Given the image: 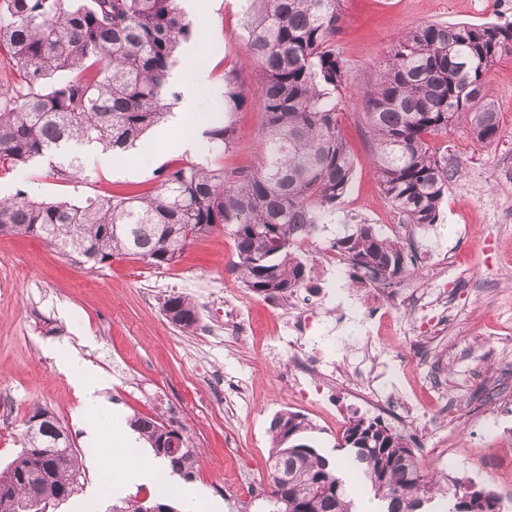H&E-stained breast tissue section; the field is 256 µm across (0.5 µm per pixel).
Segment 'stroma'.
<instances>
[{"instance_id":"1","label":"stroma","mask_w":512,"mask_h":512,"mask_svg":"<svg viewBox=\"0 0 512 512\" xmlns=\"http://www.w3.org/2000/svg\"><path fill=\"white\" fill-rule=\"evenodd\" d=\"M200 4L207 9L204 26L180 52L207 70L215 92L211 111L224 104V74L230 70L247 100L233 114L232 144L204 162L248 171L258 162L265 126L259 73L242 58L246 3L179 0L188 16ZM342 12L336 50L347 82L338 119L356 166L347 194L327 219L340 238L363 224L404 221L370 164L364 103L397 37L426 23H509L512 0H343ZM487 80L500 112L497 139L478 144L462 126L434 137L433 150L454 172L439 219L394 235L399 244L412 238L418 245L419 261L404 265L400 276L416 279L422 292L432 289L435 257L456 256L445 271L459 284L448 296L447 324L419 339L417 319L406 315L400 329L370 339L361 313L347 304L340 322L324 320L318 342L344 370L410 406L412 423L402 433L412 437L429 470L461 487L497 493L505 512H512V58L497 62ZM147 144L109 163L102 153H87L75 183L50 178L43 165L23 179L35 196L81 199L156 187L167 169L189 159L169 126L152 130ZM23 179L1 171L0 196H12ZM235 259L227 227L190 240L178 262L160 268L115 258L86 269L40 239L0 235V398H7L10 409L0 423V468L16 457L25 421L42 407L66 427L86 472L78 491L48 512H108L112 504V465L102 449L85 441L80 399L55 365V355L73 350L111 376L106 398L123 419L144 415L187 428L198 457L192 484L217 512H264L265 494L246 497L238 479L247 467L256 482L269 484V428L282 410L311 422L306 443L345 460L337 447L343 429L351 419L370 417V410L342 383L322 407L296 398L280 361L265 353L276 341L271 302L231 278ZM174 293L195 300V331L181 332L166 319L162 305ZM490 296L497 299L491 308L484 304ZM234 313L249 319L250 335L225 333ZM95 473L102 485L96 494Z\"/></svg>"}]
</instances>
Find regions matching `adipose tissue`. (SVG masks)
Instances as JSON below:
<instances>
[{
	"label": "adipose tissue",
	"instance_id": "obj_1",
	"mask_svg": "<svg viewBox=\"0 0 512 512\" xmlns=\"http://www.w3.org/2000/svg\"><path fill=\"white\" fill-rule=\"evenodd\" d=\"M206 84L207 74L205 71L199 70L195 73L194 84L187 87V95L193 99L194 104L190 112L180 119L184 126L178 140V146L181 150L195 152L202 147L196 131L198 128L207 125L209 114L200 104L196 103L195 98L198 88L206 86ZM58 368L61 372L73 378L76 390L81 397V413L87 421L85 434L87 442L96 448L112 450L114 456L118 458L112 470L111 487L113 490L120 491L135 483L169 478L170 470L162 459L147 454H137L129 458L123 457V450L133 447L136 443V435L133 431H124L120 438L116 439L113 438L109 430L97 425V417L109 408L104 396L105 390L111 385V379L108 375L90 370L86 361L75 352L59 360Z\"/></svg>",
	"mask_w": 512,
	"mask_h": 512
}]
</instances>
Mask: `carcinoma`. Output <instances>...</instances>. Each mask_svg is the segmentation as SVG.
Wrapping results in <instances>:
<instances>
[{"instance_id": "carcinoma-1", "label": "carcinoma", "mask_w": 512, "mask_h": 512, "mask_svg": "<svg viewBox=\"0 0 512 512\" xmlns=\"http://www.w3.org/2000/svg\"><path fill=\"white\" fill-rule=\"evenodd\" d=\"M240 39L260 72L265 135L258 166L230 177L222 168L186 162L160 186L41 199L20 188L0 200V235L42 238L87 269L116 256L170 265L187 243L232 225L242 284L264 298H286L304 287L310 270L294 251V233L311 231L346 195L355 160L342 137L336 92L346 80L336 53L342 0H248ZM195 32L178 0H0V50L11 71L0 89V168L48 163V176L70 183L83 172V146L120 157L144 144L179 93L169 75L181 44ZM512 57V23L424 24L390 50L365 93L373 139L371 163L384 193L411 224H435L453 177L427 137L462 124L479 144L493 143L499 117L487 74ZM224 121L205 135L225 150L235 130L231 114L245 98L234 72L224 76ZM354 266L384 275L402 270L399 243L373 225L336 241ZM169 322L190 332L198 310L187 296L163 302ZM131 425L172 473L188 480L196 456L171 458L161 448L165 424L136 416ZM310 427L290 410L270 432L271 483L288 476V500L269 499L268 512H359L341 468L299 442ZM63 427L38 408L25 422L22 448L0 470V512H25L31 502H63L75 493L79 455L60 438ZM338 447L380 512H422L433 479L407 439L378 418L351 419ZM57 448L56 458H47ZM448 512H503L490 490L453 487Z\"/></svg>"}]
</instances>
